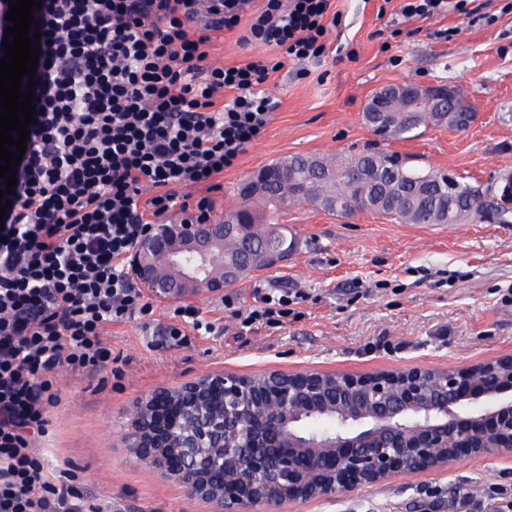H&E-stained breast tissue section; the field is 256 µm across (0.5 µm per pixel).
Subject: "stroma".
Wrapping results in <instances>:
<instances>
[{
    "instance_id": "stroma-1",
    "label": "stroma",
    "mask_w": 512,
    "mask_h": 512,
    "mask_svg": "<svg viewBox=\"0 0 512 512\" xmlns=\"http://www.w3.org/2000/svg\"><path fill=\"white\" fill-rule=\"evenodd\" d=\"M381 0H335L342 21L329 53L289 62L265 89L278 107L263 137L225 170L212 191L213 215L236 207L250 171L294 154L365 151L399 154L421 170L487 185L512 175V0H488L468 17L411 21L392 34ZM240 30L218 33L209 47L218 66L269 55L245 44ZM355 56H347L346 47ZM447 84L464 92L474 122L463 131L428 127L416 138L382 140L363 121L378 88L394 82ZM299 246L287 261L224 292L191 298L212 331L167 335L173 302L155 300L149 326L112 325L106 368L55 374L60 401L39 444L48 469L68 468L85 492L112 512H213L151 467L130 460L120 436L136 401L201 373L255 375L304 370L362 374L425 365L462 368L512 355V223L407 224L379 212L339 217L302 204L279 215ZM296 288L306 299L278 328L244 327L231 311L254 302L256 286ZM512 488V464L470 458L444 474H419L291 502L275 512H452L470 494L481 512L488 487Z\"/></svg>"
}]
</instances>
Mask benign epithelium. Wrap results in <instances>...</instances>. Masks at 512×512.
Returning <instances> with one entry per match:
<instances>
[{
	"label": "benign epithelium",
	"mask_w": 512,
	"mask_h": 512,
	"mask_svg": "<svg viewBox=\"0 0 512 512\" xmlns=\"http://www.w3.org/2000/svg\"><path fill=\"white\" fill-rule=\"evenodd\" d=\"M406 110L450 100L414 87ZM224 217L162 224L131 251L137 284L167 299L224 290ZM290 252L269 250L267 269ZM331 416L336 429L312 432ZM136 460L214 505L253 512L316 501L466 458L512 460V355L460 369L413 366L353 375L205 372L136 403L122 437Z\"/></svg>",
	"instance_id": "1"
}]
</instances>
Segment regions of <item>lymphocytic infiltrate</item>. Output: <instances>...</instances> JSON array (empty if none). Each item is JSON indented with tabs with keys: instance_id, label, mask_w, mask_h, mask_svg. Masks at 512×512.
<instances>
[{
	"instance_id": "f902f5d3",
	"label": "lymphocytic infiltrate",
	"mask_w": 512,
	"mask_h": 512,
	"mask_svg": "<svg viewBox=\"0 0 512 512\" xmlns=\"http://www.w3.org/2000/svg\"><path fill=\"white\" fill-rule=\"evenodd\" d=\"M41 2L37 113L0 223V512H104L36 447L52 373L106 366L109 326L153 316L128 253L186 190L209 215L208 191L273 118L264 83L323 57L340 16L332 0H261L241 40L274 55L213 67L212 33L251 0Z\"/></svg>"
}]
</instances>
